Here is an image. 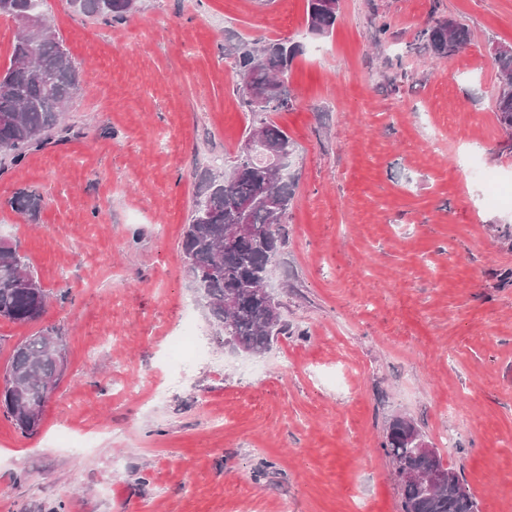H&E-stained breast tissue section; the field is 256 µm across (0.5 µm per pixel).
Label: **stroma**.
Here are the masks:
<instances>
[{
    "label": "stroma",
    "instance_id": "stroma-1",
    "mask_svg": "<svg viewBox=\"0 0 512 512\" xmlns=\"http://www.w3.org/2000/svg\"><path fill=\"white\" fill-rule=\"evenodd\" d=\"M306 8L141 0L107 22L44 0L81 83L51 144L0 162V240L49 296L0 319V376L46 331L67 364L36 434L0 411V512H399L381 443L400 415L478 512H512V198L475 176L512 187L491 57L512 0H340L321 37ZM448 17L471 42L437 58L419 33ZM264 39L301 47L294 106L270 115L298 185L272 273L290 333L253 357L224 348L180 241L201 174L259 120L224 43Z\"/></svg>",
    "mask_w": 512,
    "mask_h": 512
}]
</instances>
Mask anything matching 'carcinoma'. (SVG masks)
I'll return each instance as SVG.
<instances>
[{
    "instance_id": "carcinoma-1",
    "label": "carcinoma",
    "mask_w": 512,
    "mask_h": 512,
    "mask_svg": "<svg viewBox=\"0 0 512 512\" xmlns=\"http://www.w3.org/2000/svg\"><path fill=\"white\" fill-rule=\"evenodd\" d=\"M81 12L119 21L135 12L130 0H72ZM33 0H0V16L15 19ZM307 20L321 34L336 24L339 8L326 0H307ZM432 54L450 57L470 41L468 27L454 18L443 19L420 32ZM300 45L269 39L260 46L227 43L224 54L235 60L237 90L242 83L269 91L289 80ZM503 86L494 100L497 120L512 133V45H499L494 52ZM80 87L79 69L49 24L37 31L19 32L12 46L9 65L0 75V155L14 165L28 152L48 143L58 132L65 104ZM259 132L272 147L292 143L288 133L266 119L250 126L246 134ZM296 180L281 179L257 159L225 177L207 174L193 201L184 229L181 254L193 281L206 284L202 301L212 322L224 331V339L245 343L258 351L271 349L279 336L288 334L283 319L271 323L263 292L265 271L286 243L281 219L294 199ZM252 201L248 223L255 233L229 238L224 227L231 223L240 202ZM235 296L234 309L224 310V298ZM47 294L36 272L17 248L0 241V318L28 323L45 311ZM62 338L49 334L28 337L18 344L5 372L6 385L0 406L22 433L32 435L41 425L45 400L63 375L56 348ZM407 419L395 417L386 429L382 448L391 458L401 491V512H477V503L464 479L452 492L429 493L405 478L408 472L443 467L442 458L426 456L406 441Z\"/></svg>"
}]
</instances>
